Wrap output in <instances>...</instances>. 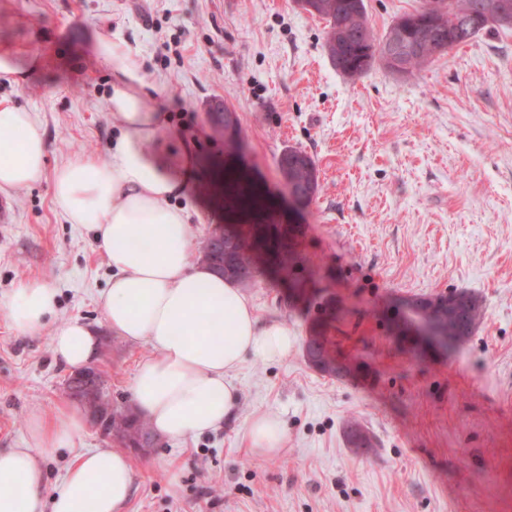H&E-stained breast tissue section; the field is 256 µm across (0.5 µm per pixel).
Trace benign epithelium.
<instances>
[{"label": "benign epithelium", "mask_w": 512, "mask_h": 512, "mask_svg": "<svg viewBox=\"0 0 512 512\" xmlns=\"http://www.w3.org/2000/svg\"><path fill=\"white\" fill-rule=\"evenodd\" d=\"M448 10V0H423L418 11L397 19L388 29L381 46L377 48L383 64L394 72L407 74L410 67L400 59L419 50V46H430L429 28ZM470 27L482 29L512 21V0H480L476 8L466 17ZM419 30V41H407V32L411 28ZM208 117L213 125L229 133L237 127L236 113L230 108L215 110L208 107ZM303 165V157L296 154L288 156V164L281 169L288 197L291 202L302 207L312 201V185L300 183L296 172ZM469 301L461 295L443 291L435 295L420 298H400L396 301L399 316L393 323V334L406 344L422 345L432 351H441L448 347L450 340L446 336L443 321L451 318L460 323L469 312Z\"/></svg>", "instance_id": "1"}]
</instances>
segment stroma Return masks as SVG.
Listing matches in <instances>:
<instances>
[{
	"label": "stroma",
	"instance_id": "1",
	"mask_svg": "<svg viewBox=\"0 0 512 512\" xmlns=\"http://www.w3.org/2000/svg\"><path fill=\"white\" fill-rule=\"evenodd\" d=\"M325 28L293 0H0V45L42 60L24 87L0 81V99L37 111L49 172L78 157L110 161L111 75L94 46L118 34L179 140L196 146L190 262L222 224L293 227L301 257L303 293L264 261L245 288L260 323L288 325L298 346L241 365L240 406L224 426L130 449L123 512H512V30H485L409 75L377 64L350 79L328 59ZM214 101L237 113L242 144L216 132ZM289 148L318 169L301 212L278 168ZM49 172L6 196L0 298L41 278L57 290L55 323L96 325L112 269L93 233L62 214ZM229 174L254 203L231 206ZM455 289L484 309L464 343L411 352L396 341L398 298ZM328 316L355 376L305 358L302 340ZM52 335H19L0 313V448L25 447L32 412L77 405ZM151 353L103 334L96 366L112 406L132 410L130 385ZM258 411L285 424L278 456L248 447ZM352 420L373 438L367 452L345 441Z\"/></svg>",
	"mask_w": 512,
	"mask_h": 512
}]
</instances>
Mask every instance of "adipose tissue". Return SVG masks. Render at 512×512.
Segmentation results:
<instances>
[{
  "instance_id": "ef3b65f1",
  "label": "adipose tissue",
  "mask_w": 512,
  "mask_h": 512,
  "mask_svg": "<svg viewBox=\"0 0 512 512\" xmlns=\"http://www.w3.org/2000/svg\"><path fill=\"white\" fill-rule=\"evenodd\" d=\"M112 74L107 106L119 128L112 160L77 158L56 167L54 200L73 224L91 229L113 269L100 298L102 323L153 353L138 366L130 393L153 431L172 444L223 425L236 411L234 373L247 358L274 361L297 342L288 325L259 324L254 305L232 280L206 264H191L184 203L196 165L192 147H173L167 117L148 89L143 63L117 35L95 42ZM47 143L33 109L0 100V192L28 187L42 176ZM57 305L45 280L31 279L0 303L15 331L38 335ZM52 350L64 368L78 371L98 354L99 338L85 322L55 326ZM86 428L73 408L59 419L29 418L25 447L0 450V512H122L134 483L128 455L119 449L76 450ZM252 453L279 454L286 428L272 412L255 413L246 432ZM75 450L52 494L41 456Z\"/></svg>"
}]
</instances>
